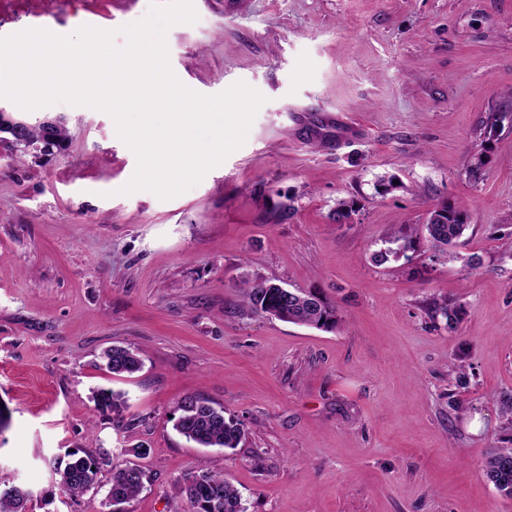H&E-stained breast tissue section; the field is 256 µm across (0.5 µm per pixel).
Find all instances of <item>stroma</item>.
Here are the masks:
<instances>
[{
  "mask_svg": "<svg viewBox=\"0 0 512 512\" xmlns=\"http://www.w3.org/2000/svg\"><path fill=\"white\" fill-rule=\"evenodd\" d=\"M151 0H0V37L115 31ZM167 32L172 70L206 96H265L244 144L168 199L120 189L137 159L101 111L59 101L51 154L0 145V481L27 512H111L113 464L149 448L127 512H170L174 484L224 474L248 512H512L481 463L512 448V0H194ZM484 154L481 180L467 168ZM388 179V190L378 189ZM359 210L347 223L339 200ZM459 202L445 256L419 241L375 261L403 226ZM318 291L325 331L250 312L243 280ZM449 303L458 321L439 311ZM137 350L116 376L101 354ZM123 392L121 424L93 393ZM200 394L239 420L236 449L174 428ZM107 449L95 486L63 495L68 451Z\"/></svg>",
  "mask_w": 512,
  "mask_h": 512,
  "instance_id": "stroma-1",
  "label": "stroma"
}]
</instances>
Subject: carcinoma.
I'll return each mask as SVG.
<instances>
[{"label": "carcinoma", "mask_w": 512, "mask_h": 512, "mask_svg": "<svg viewBox=\"0 0 512 512\" xmlns=\"http://www.w3.org/2000/svg\"><path fill=\"white\" fill-rule=\"evenodd\" d=\"M27 138L46 150L62 148L66 140L63 126H46L39 122L30 124ZM464 206L444 204L429 212L423 230L433 247L446 251L456 245L469 229ZM395 249L377 254L380 261L389 255L400 257L415 249L413 235L399 236ZM245 305L257 314H269L279 320L329 329L336 325V308L329 305L317 291H296L285 297L284 290L270 280L242 282ZM104 366L115 375L134 374L141 370L143 362L138 352L123 346H113L103 354ZM94 401L102 413L120 415L125 405L124 395L110 389H100ZM179 415L175 430L187 441L204 448L235 449L245 436L242 423L224 416V408L209 400L188 395L178 404ZM70 461L59 472L60 490L71 498L82 496L97 481L101 465L109 462L110 452L104 448L95 454L80 450L69 452ZM484 472L495 489L504 497L512 498V448H498L484 461ZM146 474L142 468L128 469V465L112 466L107 498L113 512H122L121 506L137 497L145 486ZM29 493L23 489H11L0 482V512H26ZM186 498L188 512H247L242 496L224 475L205 468L185 476L176 485V498Z\"/></svg>", "instance_id": "cac0c4a2"}]
</instances>
